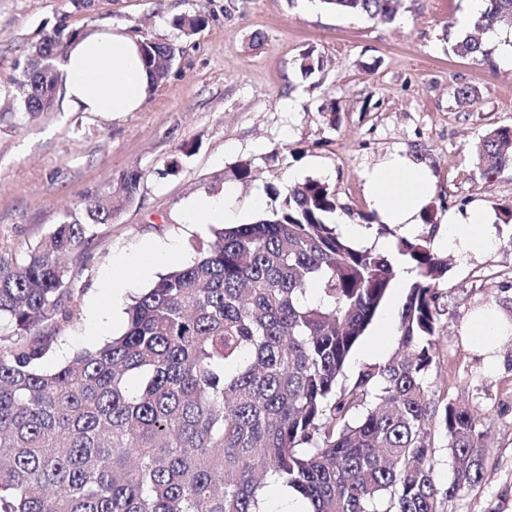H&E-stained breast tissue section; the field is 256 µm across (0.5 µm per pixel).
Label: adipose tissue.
Masks as SVG:
<instances>
[{"mask_svg": "<svg viewBox=\"0 0 512 512\" xmlns=\"http://www.w3.org/2000/svg\"><path fill=\"white\" fill-rule=\"evenodd\" d=\"M65 101L82 112L122 113L138 111L153 87L142 60L139 38L103 28L69 43L64 62ZM369 200L382 223L411 225L430 199L434 183L428 168L401 155L392 156L365 174ZM190 224H238L243 219L233 190L220 195L199 194L186 206ZM487 216L477 210L448 223L441 247L462 257L491 251L494 238ZM168 245L148 247L138 255L120 257L119 275L106 280L113 296L148 275L157 262L171 258Z\"/></svg>", "mask_w": 512, "mask_h": 512, "instance_id": "obj_1", "label": "adipose tissue"}]
</instances>
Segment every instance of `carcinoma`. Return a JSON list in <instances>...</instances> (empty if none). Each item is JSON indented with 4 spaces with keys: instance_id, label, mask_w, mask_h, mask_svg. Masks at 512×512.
Masks as SVG:
<instances>
[{
    "instance_id": "carcinoma-1",
    "label": "carcinoma",
    "mask_w": 512,
    "mask_h": 512,
    "mask_svg": "<svg viewBox=\"0 0 512 512\" xmlns=\"http://www.w3.org/2000/svg\"><path fill=\"white\" fill-rule=\"evenodd\" d=\"M330 9L395 20L401 0H320ZM512 22V0H483L478 30ZM206 23L180 14L184 35ZM173 46L143 38L158 84ZM462 58L488 56L468 34ZM55 79L25 84V110L47 112ZM512 168V127L478 145L484 178ZM141 174L86 206L106 224L132 202ZM343 209L328 184L288 187L280 209L225 227L195 245L126 311L125 332L53 370L57 337L30 336L56 315L72 318L65 260L86 239L61 224L20 259L0 257V512H262L276 480L307 512H440L443 499L484 483L483 417L432 388L447 259L426 237H399L393 252L360 248L337 232ZM405 285L400 352L342 381L351 351L398 284ZM315 287L319 299H306ZM371 400L363 414L353 411ZM451 459L446 488L434 475L431 425Z\"/></svg>"
}]
</instances>
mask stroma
<instances>
[{
    "mask_svg": "<svg viewBox=\"0 0 512 512\" xmlns=\"http://www.w3.org/2000/svg\"><path fill=\"white\" fill-rule=\"evenodd\" d=\"M468 0H402L385 23L340 13L307 0H0V254L22 258L61 224L81 223L90 200L130 171L141 180L132 203L111 222L92 225L67 262L74 318L67 326L39 325L56 337L44 362L56 368L74 353L121 335L125 319L92 332V307L111 310L102 286L119 255L146 244H174L176 256L156 274L191 264L197 242L213 237L209 224L185 220L187 201L232 189L247 222L263 194L278 208L289 185L308 179L328 184L352 210L358 244L390 252L404 226L381 227L365 191L364 175L392 155L425 164L434 176L429 203L417 216V235L439 238L451 216L483 209L496 239L492 251L461 261L449 256L439 284L437 362L430 377L449 399L486 414L491 470L485 483L442 501L440 512H512V337L500 361L488 365L469 336L473 316L512 307V220L499 207L512 203V169L485 179L477 145L486 133L512 125V61L501 38L512 25L483 34V60L461 58L451 47L471 31ZM207 17L196 34L175 29L174 16ZM109 26L171 43L176 57L167 77L136 112H75L63 98L50 111L21 107L18 83L36 46L57 32L86 33ZM321 59L311 74L304 53ZM470 97L457 98L460 88ZM297 111L282 108L284 99ZM335 112H328V105ZM252 175L241 178V167ZM404 288H395L351 353L345 381L365 367L386 363L396 338H381L377 323L399 316Z\"/></svg>",
    "mask_w": 512,
    "mask_h": 512,
    "instance_id": "obj_1",
    "label": "stroma"
}]
</instances>
